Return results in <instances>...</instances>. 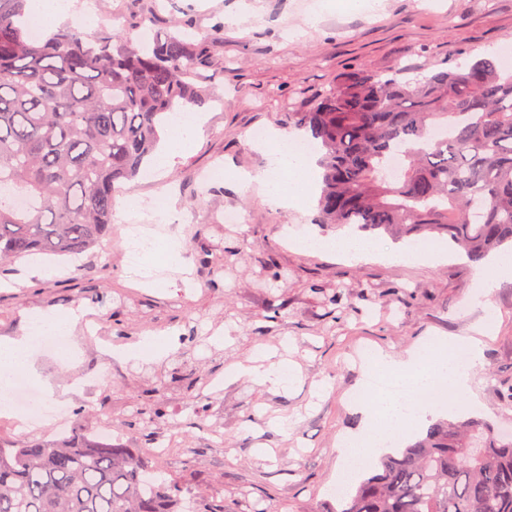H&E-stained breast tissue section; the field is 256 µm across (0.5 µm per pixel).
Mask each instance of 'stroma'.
<instances>
[{
	"label": "stroma",
	"instance_id": "stroma-1",
	"mask_svg": "<svg viewBox=\"0 0 512 512\" xmlns=\"http://www.w3.org/2000/svg\"><path fill=\"white\" fill-rule=\"evenodd\" d=\"M348 0H93L97 20L84 26L131 40L140 19L159 30L179 27L207 42L210 61L201 81L215 94L196 146L175 158L162 179L139 176L113 194L112 230L79 261L43 258L45 277L29 276L28 259L0 267V336L21 333L27 314L80 309L101 319L113 342L144 336L170 341L166 356L147 355L103 370L84 342L75 363L35 353L42 375L69 390L92 378V399L71 398V409L112 415V442L141 452L146 436L172 433L178 446L151 465L176 480L185 495L224 500L239 512L260 503L270 512H335L333 486L341 440L362 427L351 393L368 380L361 348L397 359L434 336L473 335L490 303L496 317L484 339V367L476 376L480 417L512 426V281L479 294L481 263L440 238L447 261L404 266L351 261L320 248L301 247L313 235L355 237L392 249L380 230L317 221L315 201L287 207L242 189L232 173L265 167L250 138L253 129L293 137L288 115L313 107L319 94L352 70L385 74L401 68L415 79L445 67L450 53L512 55V0H382L377 10L348 8ZM321 9L313 25L309 17ZM234 25H227V18ZM226 176L210 179L214 168ZM163 193L179 218L168 236L181 246L168 276L147 286L132 279L123 254L126 193ZM242 214L238 224L226 211ZM342 293L330 305L334 293ZM288 360L296 369L287 387L240 376L225 379L205 402L197 389L250 357ZM158 402L163 420L131 431L144 402ZM287 418V427L274 417Z\"/></svg>",
	"mask_w": 512,
	"mask_h": 512
}]
</instances>
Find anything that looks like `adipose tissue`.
Segmentation results:
<instances>
[{
    "instance_id": "1",
    "label": "adipose tissue",
    "mask_w": 512,
    "mask_h": 512,
    "mask_svg": "<svg viewBox=\"0 0 512 512\" xmlns=\"http://www.w3.org/2000/svg\"><path fill=\"white\" fill-rule=\"evenodd\" d=\"M75 17L72 0H32L22 22L28 28L48 34ZM206 120L205 114L197 112L172 121L163 147L149 165L153 177L162 176L175 157L195 146ZM281 140V135L275 134L262 144L261 149L267 157L266 168L256 173L238 174L237 181L242 188H257L270 203L285 206L312 194L318 168L312 158L297 156L281 147ZM80 318L81 313L77 310L40 311L27 316L21 334L0 336V386H7L12 377L20 375L37 381L47 394H54V383L41 376L32 359L35 335L58 330L73 333ZM481 344V339L475 336H441L431 339L428 353L414 352L405 361L378 353V365L399 374L405 388L399 395L366 393L360 404L365 424L358 434L344 442L341 484L347 487L354 484L360 467L378 449L397 442L412 427L423 425L429 417L439 413V406L429 400L433 391L445 392L449 408L478 407L472 382L484 365Z\"/></svg>"
}]
</instances>
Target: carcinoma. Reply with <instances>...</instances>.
I'll return each mask as SVG.
<instances>
[{
  "mask_svg": "<svg viewBox=\"0 0 512 512\" xmlns=\"http://www.w3.org/2000/svg\"><path fill=\"white\" fill-rule=\"evenodd\" d=\"M27 2L0 0V265L97 246L114 185L139 175L170 114L210 101L196 74L208 48L187 33L145 18L137 45L71 26L36 37L18 24ZM288 124L325 150L321 223L446 234L474 260L512 244L511 65L473 57L413 81L347 73ZM336 498L339 512H512V434L476 417L435 422ZM0 512L230 510L183 499L131 449L78 432L0 439Z\"/></svg>",
  "mask_w": 512,
  "mask_h": 512,
  "instance_id": "1",
  "label": "carcinoma"
}]
</instances>
